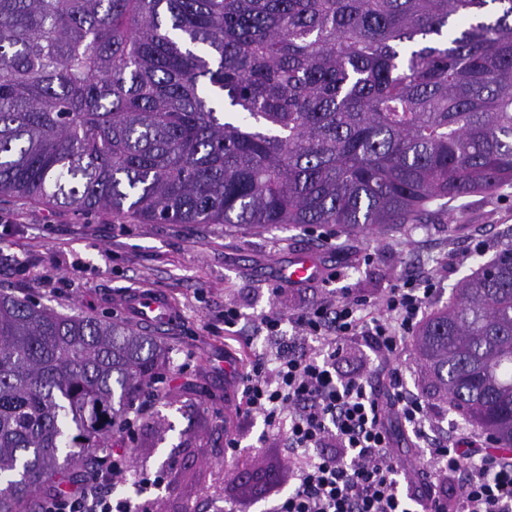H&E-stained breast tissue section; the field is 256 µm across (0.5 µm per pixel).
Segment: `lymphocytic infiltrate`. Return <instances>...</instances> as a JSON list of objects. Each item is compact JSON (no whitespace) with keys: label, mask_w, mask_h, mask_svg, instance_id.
<instances>
[{"label":"lymphocytic infiltrate","mask_w":512,"mask_h":512,"mask_svg":"<svg viewBox=\"0 0 512 512\" xmlns=\"http://www.w3.org/2000/svg\"><path fill=\"white\" fill-rule=\"evenodd\" d=\"M438 285L433 275L400 277L375 301L345 288L304 311L257 319L256 331L276 344L240 375V403L264 423L259 443L285 442L288 458L253 471L235 512L261 501L273 512H512V453L488 439L429 435L437 415L400 372L383 396L369 373L339 369L363 333L376 359H398ZM405 429L424 443L427 473L402 465ZM129 466L126 448L109 449L79 481L51 488L41 512H150L115 492Z\"/></svg>","instance_id":"obj_1"}]
</instances>
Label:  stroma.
I'll return each mask as SVG.
<instances>
[{
  "label": "stroma",
  "mask_w": 512,
  "mask_h": 512,
  "mask_svg": "<svg viewBox=\"0 0 512 512\" xmlns=\"http://www.w3.org/2000/svg\"><path fill=\"white\" fill-rule=\"evenodd\" d=\"M512 241V187L474 194L433 209L420 224L347 238L335 225L302 230L272 227L246 232L221 224H151L107 211L65 208L0 196V290L31 296L65 314L130 321L121 300L131 292L168 298L174 322L158 331L169 366L140 402L147 408L128 446V480L167 471L157 512H224L235 498L232 478L258 465L252 449L260 418L237 413L238 373L266 351L252 322L269 311L287 315L327 297L323 279L281 290L278 265L307 252L326 275L375 299L398 277L432 272L443 291L429 311L448 304L458 283L480 261L476 243L494 256ZM244 316L237 332L224 330V309ZM244 450L227 456V434Z\"/></svg>",
  "instance_id": "obj_1"
}]
</instances>
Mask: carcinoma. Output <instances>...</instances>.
<instances>
[{
  "mask_svg": "<svg viewBox=\"0 0 512 512\" xmlns=\"http://www.w3.org/2000/svg\"><path fill=\"white\" fill-rule=\"evenodd\" d=\"M512 186V0H0V195L156 224H418ZM416 351L512 449V243ZM167 362L0 291V512L114 447Z\"/></svg>",
  "mask_w": 512,
  "mask_h": 512,
  "instance_id": "cac0c4a2",
  "label": "carcinoma"
}]
</instances>
